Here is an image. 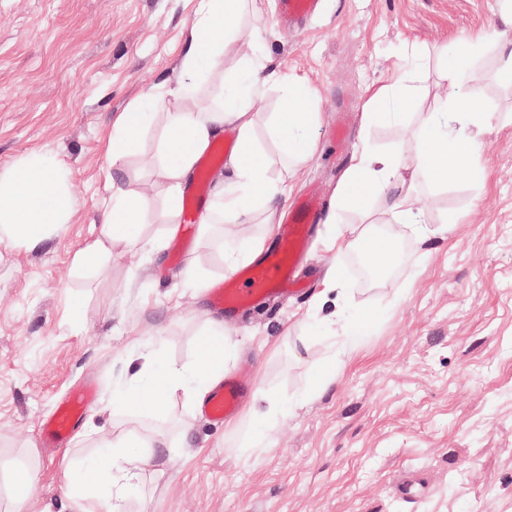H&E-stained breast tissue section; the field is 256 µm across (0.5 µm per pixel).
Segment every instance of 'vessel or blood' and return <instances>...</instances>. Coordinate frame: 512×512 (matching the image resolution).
Wrapping results in <instances>:
<instances>
[{"label":"vessel or blood","mask_w":512,"mask_h":512,"mask_svg":"<svg viewBox=\"0 0 512 512\" xmlns=\"http://www.w3.org/2000/svg\"><path fill=\"white\" fill-rule=\"evenodd\" d=\"M315 8L316 0H276V13L288 26L309 18ZM223 155V143H216L198 164L181 211L188 228H195L203 217L209 173L222 163ZM323 207L324 200L319 196L303 194L297 197L288 209L285 223L278 227L277 247L213 288L209 296L211 309L234 315L292 287L296 260L312 244ZM247 389L245 379L233 373L225 374L223 383L211 392L204 405L208 418L218 426L237 418ZM92 394L89 388L72 393L47 421L46 435L57 444L66 443Z\"/></svg>","instance_id":"vessel-or-blood-1"}]
</instances>
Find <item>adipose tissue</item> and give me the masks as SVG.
Segmentation results:
<instances>
[{
  "instance_id": "adipose-tissue-1",
  "label": "adipose tissue",
  "mask_w": 512,
  "mask_h": 512,
  "mask_svg": "<svg viewBox=\"0 0 512 512\" xmlns=\"http://www.w3.org/2000/svg\"><path fill=\"white\" fill-rule=\"evenodd\" d=\"M246 2L197 0L190 39L182 53L178 92L184 99H195L199 78L220 62L222 44L243 37L239 22ZM273 85L285 93L282 110L269 128L281 146L280 171L275 178L269 175L267 155L256 144L254 112L257 101ZM157 99V94H149L115 118L107 137L113 159L124 158L141 131L155 121L151 108ZM462 99L459 91L438 99L416 132L419 148L406 165L362 146L337 187L328 223H335L337 215L348 210L368 211L375 199L383 198L402 223L415 225L419 222L417 184L432 178L445 180L461 172L470 177L480 173L479 136L486 114L476 105H463ZM411 102L412 94L403 80L395 79L372 91L365 103V119L399 118ZM317 123V100L306 85L267 70L261 60H252L225 89L221 105L166 113L159 151L168 214H177L183 187L198 157L228 125L236 130V146L218 182L211 214L222 215L229 222L257 208L273 211L289 180L315 153L317 140L312 130ZM149 205V198L133 197L122 183H113L104 207L105 239L135 237L139 217ZM76 206L62 169L45 156L27 157L0 181V242L37 244L52 228L67 223ZM227 352L223 326L211 324L195 365L178 369L156 359L149 361L117 398L122 405L159 417L165 415L169 398L177 393L188 403H202L224 377ZM128 446L125 440L113 442L73 470L67 498L76 512H100V492L121 497L139 478L150 458L145 454L129 456Z\"/></svg>"
}]
</instances>
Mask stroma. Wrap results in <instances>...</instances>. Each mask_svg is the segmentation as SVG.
Wrapping results in <instances>:
<instances>
[{"label":"stroma","instance_id":"obj_1","mask_svg":"<svg viewBox=\"0 0 512 512\" xmlns=\"http://www.w3.org/2000/svg\"><path fill=\"white\" fill-rule=\"evenodd\" d=\"M317 13L285 32L273 0H253L243 18L247 46H231L199 83L203 101L251 56L307 80L320 96L317 153L289 192L334 201L354 152L409 156L421 118L447 92L448 50L487 32L464 79L467 102L488 124L481 136L480 182L457 176L417 187L430 229L414 234L375 202L372 233L391 246L385 276L361 282L350 253L324 237L361 224H321L320 242L301 265L304 289L248 316L218 319L207 287L227 276L224 253L266 236L267 215L182 235L161 197L160 125L113 161L104 148L112 122L152 87L164 112L175 94L194 0H0V177L34 154L56 158L77 210L39 245L0 243V512H65L67 476L102 442L163 430L168 448L130 491L124 512H512V27L501 0H318ZM425 59L411 67L406 48ZM405 74L414 105L401 119L365 123L375 88ZM348 123L336 143L332 129ZM148 193L153 208L137 238L107 244L102 262L77 267L101 237V211L113 180ZM343 267L353 303L373 325L339 351L334 384L312 391L329 355L335 295L323 292L333 264ZM195 266L206 288L185 287ZM224 324V369L252 375V396H270L287 415L273 421L274 446L247 453V415L225 427L173 397L166 421L115 407L114 396L156 353L192 365L213 321ZM97 392L63 447L43 445V424L78 386ZM33 469L35 497L15 500V476Z\"/></svg>","mask_w":512,"mask_h":512}]
</instances>
